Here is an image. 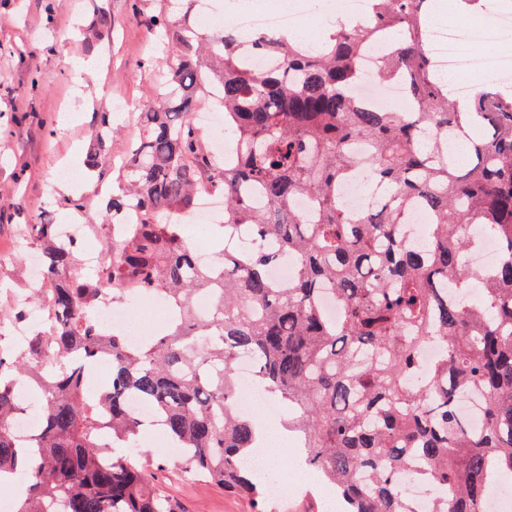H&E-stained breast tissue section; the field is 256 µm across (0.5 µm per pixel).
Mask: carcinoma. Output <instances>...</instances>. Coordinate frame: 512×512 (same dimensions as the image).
I'll return each mask as SVG.
<instances>
[{"label": "carcinoma", "instance_id": "obj_1", "mask_svg": "<svg viewBox=\"0 0 512 512\" xmlns=\"http://www.w3.org/2000/svg\"><path fill=\"white\" fill-rule=\"evenodd\" d=\"M426 2L371 0L367 24L340 20L316 47L233 31L197 48L193 29L150 19L181 51L139 114L122 194L107 202L109 265L86 274L79 245L60 240L56 225L25 224L43 249L56 321L20 349L0 345V483L9 474L25 487L16 512H181L136 462L142 425L130 394L154 406L183 475L263 512L267 485L247 465L260 447L254 419L236 410L241 352L254 356L258 384L288 409L307 465L344 512H411L401 477L410 461L437 489L432 512H483L493 487L512 485V89L494 85L468 97L472 111L458 110L424 49ZM371 40L385 47L379 78L404 81L408 111L353 99ZM255 55L273 65L251 68ZM204 66L234 139L221 172L191 121ZM110 134L108 115L90 128L89 171L105 173ZM450 141L470 146L471 164L460 167ZM361 171L388 197L352 214L336 189ZM202 189L224 195L219 265L198 261L182 225L159 221L189 214ZM298 198L312 203V218ZM416 201L432 218L424 246L401 232ZM130 211L139 223H124ZM466 224L496 242L493 268L469 263ZM248 236L295 259L288 285L268 275L274 254L237 248ZM130 288L170 309L164 333L136 345L96 320L105 290L120 298ZM324 293L339 300L340 320L319 306ZM431 343L440 359L413 384ZM102 361L111 376L90 404L85 385ZM22 383L42 410L31 444L12 430ZM460 392L483 395L481 430L458 415Z\"/></svg>", "mask_w": 512, "mask_h": 512}]
</instances>
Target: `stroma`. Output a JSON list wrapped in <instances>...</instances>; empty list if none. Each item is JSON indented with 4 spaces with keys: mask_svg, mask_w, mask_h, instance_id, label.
I'll use <instances>...</instances> for the list:
<instances>
[{
    "mask_svg": "<svg viewBox=\"0 0 512 512\" xmlns=\"http://www.w3.org/2000/svg\"><path fill=\"white\" fill-rule=\"evenodd\" d=\"M228 0H0V196L11 207L0 211V248L17 238L27 215L45 214L49 223L72 219L95 227L105 239L106 196L85 174L87 132L102 114L118 132L107 155L120 162L139 134L138 116L161 89L164 58L173 51L151 17L166 15L208 35L232 28ZM78 172L70 194L48 192L59 166ZM82 199L70 209L68 197ZM155 482L183 512H253L251 501L222 487L178 474L174 449L143 437ZM315 471L296 468L293 454H280L267 477L297 479L294 489L270 498L264 512H325L310 487Z\"/></svg>",
    "mask_w": 512,
    "mask_h": 512,
    "instance_id": "obj_1",
    "label": "stroma"
}]
</instances>
